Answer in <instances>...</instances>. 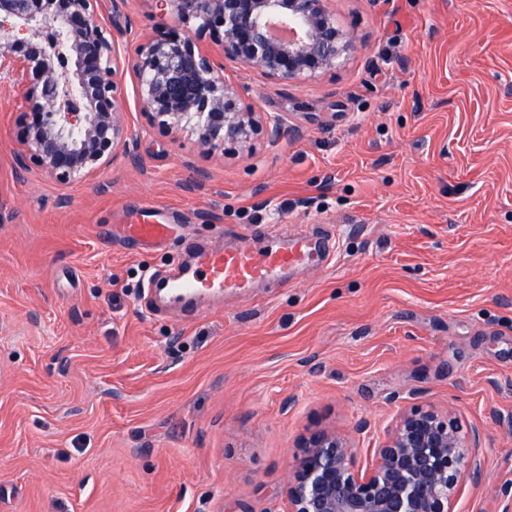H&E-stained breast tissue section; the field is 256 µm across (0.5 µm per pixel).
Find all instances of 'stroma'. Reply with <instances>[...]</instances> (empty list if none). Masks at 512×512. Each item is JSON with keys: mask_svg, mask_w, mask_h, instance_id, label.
I'll use <instances>...</instances> for the list:
<instances>
[{"mask_svg": "<svg viewBox=\"0 0 512 512\" xmlns=\"http://www.w3.org/2000/svg\"><path fill=\"white\" fill-rule=\"evenodd\" d=\"M336 69L283 84L231 63L277 143L207 155L141 112L134 158L63 185L16 172L0 84V512H289L299 440L370 467L399 416L479 431L454 512H512V0H333ZM121 47L159 20L114 0ZM175 223L156 249L120 226ZM335 238L247 294L153 311L145 273L201 248Z\"/></svg>", "mask_w": 512, "mask_h": 512, "instance_id": "35a3bbf8", "label": "stroma"}]
</instances>
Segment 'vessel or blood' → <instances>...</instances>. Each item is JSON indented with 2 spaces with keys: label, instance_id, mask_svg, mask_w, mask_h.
Here are the masks:
<instances>
[{
  "label": "vessel or blood",
  "instance_id": "obj_1",
  "mask_svg": "<svg viewBox=\"0 0 512 512\" xmlns=\"http://www.w3.org/2000/svg\"><path fill=\"white\" fill-rule=\"evenodd\" d=\"M171 231V225L145 222L127 225L126 237L145 248L164 241ZM316 248L323 258L331 257L329 241L315 247L304 236L295 237L291 244L277 242L261 251L247 247L205 251L165 273L149 275L147 288L162 290L176 306L186 305L203 294L219 295L229 289L244 294L256 281L287 277L291 270L307 264Z\"/></svg>",
  "mask_w": 512,
  "mask_h": 512
}]
</instances>
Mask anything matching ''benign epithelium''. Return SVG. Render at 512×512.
Segmentation results:
<instances>
[{
    "label": "benign epithelium",
    "mask_w": 512,
    "mask_h": 512,
    "mask_svg": "<svg viewBox=\"0 0 512 512\" xmlns=\"http://www.w3.org/2000/svg\"><path fill=\"white\" fill-rule=\"evenodd\" d=\"M172 27L121 52L102 0H0V80L19 105L16 167L61 184L91 179L120 154L134 157L123 107L124 75L137 79L142 114L172 135L189 129L209 153L276 143L284 119L259 110L249 87L225 76L231 62L288 84L336 68L352 46L331 0H152ZM448 416L403 414L362 470L334 430L302 439L292 467L290 512H453L459 483L481 465Z\"/></svg>",
    "instance_id": "obj_1"
}]
</instances>
